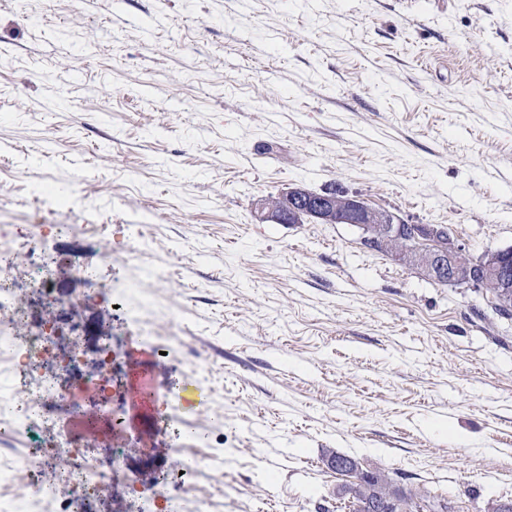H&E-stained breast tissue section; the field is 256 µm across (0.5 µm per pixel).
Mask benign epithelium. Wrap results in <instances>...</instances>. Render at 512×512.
<instances>
[{
  "label": "benign epithelium",
  "instance_id": "benign-epithelium-1",
  "mask_svg": "<svg viewBox=\"0 0 512 512\" xmlns=\"http://www.w3.org/2000/svg\"><path fill=\"white\" fill-rule=\"evenodd\" d=\"M282 207L268 198L254 203L257 220L294 224L316 220L326 224H353L363 233V243L371 250L380 249L394 239L412 243L408 255L391 254L425 277L450 285L466 284L474 288L492 281L497 287L501 308L512 310V247L485 253L470 265L461 264L466 246L443 224H409L389 210L369 207L357 194L334 189L320 193L303 188L281 192Z\"/></svg>",
  "mask_w": 512,
  "mask_h": 512
}]
</instances>
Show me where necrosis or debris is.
I'll use <instances>...</instances> for the list:
<instances>
[{
	"mask_svg": "<svg viewBox=\"0 0 512 512\" xmlns=\"http://www.w3.org/2000/svg\"><path fill=\"white\" fill-rule=\"evenodd\" d=\"M65 334L59 324L46 322L22 340L13 327H0V349L12 351L17 370L33 372L53 356L58 340ZM80 358V353L76 352L60 360L53 380H36L29 393L0 399V415H7L9 423L26 438V452L19 457L16 466L26 472L34 489L33 494L5 504L0 512H45V504L50 500L56 502V512H93L104 485L103 475L69 432L62 431L48 438L41 431L44 420L50 415L77 410L74 393L85 384L76 374ZM57 456L68 458L71 479L50 487L42 486V461Z\"/></svg>",
	"mask_w": 512,
	"mask_h": 512,
	"instance_id": "necrosis-or-debris-1",
	"label": "necrosis or debris"
}]
</instances>
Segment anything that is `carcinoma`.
I'll list each match as a JSON object with an SVG mask.
<instances>
[{
	"instance_id": "1",
	"label": "carcinoma",
	"mask_w": 512,
	"mask_h": 512,
	"mask_svg": "<svg viewBox=\"0 0 512 512\" xmlns=\"http://www.w3.org/2000/svg\"><path fill=\"white\" fill-rule=\"evenodd\" d=\"M341 494L356 502L354 512H370L376 503L387 504L388 512H436L437 508L434 498L395 489L378 471H365L358 482L342 486Z\"/></svg>"
}]
</instances>
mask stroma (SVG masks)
<instances>
[{"instance_id":"35a3bbf8","label":"stroma","mask_w":512,"mask_h":512,"mask_svg":"<svg viewBox=\"0 0 512 512\" xmlns=\"http://www.w3.org/2000/svg\"><path fill=\"white\" fill-rule=\"evenodd\" d=\"M289 187L447 225L475 256L512 246V0H0V280L27 328L76 327L88 378L124 337L118 426L83 448L95 512H168L183 448L210 512H349L335 453L450 512L512 500V319L356 226L258 222ZM101 285L134 310L89 300ZM142 348L160 397L135 414ZM34 229L33 235L30 236L29 244L27 248V255L29 258V267L33 270L34 273V285L39 286L40 291L46 297L53 298V288L52 287V279L49 274L47 265L41 259V256L35 253L33 248L32 241L33 239L42 233V228L44 225L41 224H33L30 225Z\"/></svg>"}]
</instances>
